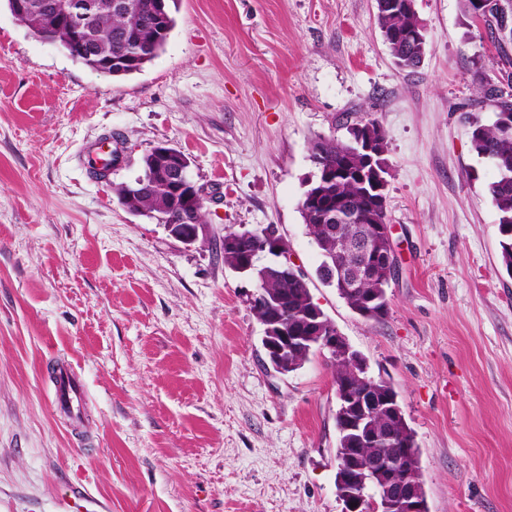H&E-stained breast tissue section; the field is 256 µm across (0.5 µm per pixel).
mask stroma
Listing matches in <instances>:
<instances>
[{"label": "stroma", "mask_w": 512, "mask_h": 512, "mask_svg": "<svg viewBox=\"0 0 512 512\" xmlns=\"http://www.w3.org/2000/svg\"><path fill=\"white\" fill-rule=\"evenodd\" d=\"M426 53L401 71L375 0H179L164 50L92 71L0 0V512H341L330 355L276 373L224 263L228 230L276 226L314 302L398 392L429 512H512V276L496 176L471 147L512 42L464 0H416ZM371 117L387 145L397 270L378 321L317 275L299 203L310 146ZM120 160L95 178L82 155ZM166 143L214 202L186 246L114 185ZM69 366L79 418L59 412Z\"/></svg>", "instance_id": "obj_1"}]
</instances>
